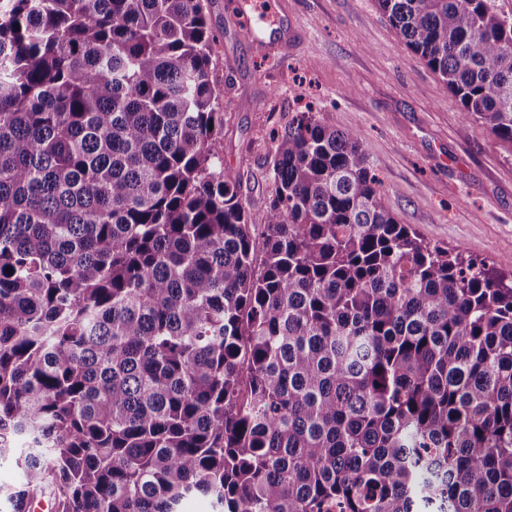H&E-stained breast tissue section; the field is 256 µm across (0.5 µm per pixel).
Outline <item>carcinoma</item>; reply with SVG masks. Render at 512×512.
Segmentation results:
<instances>
[{"mask_svg": "<svg viewBox=\"0 0 512 512\" xmlns=\"http://www.w3.org/2000/svg\"><path fill=\"white\" fill-rule=\"evenodd\" d=\"M512 145V15L377 0ZM203 0H0V458L13 512H512V280L386 208L358 131L224 170Z\"/></svg>", "mask_w": 512, "mask_h": 512, "instance_id": "1", "label": "carcinoma"}]
</instances>
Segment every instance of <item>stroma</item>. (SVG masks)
Returning a JSON list of instances; mask_svg holds the SVG:
<instances>
[{"label":"stroma","mask_w":512,"mask_h":512,"mask_svg":"<svg viewBox=\"0 0 512 512\" xmlns=\"http://www.w3.org/2000/svg\"><path fill=\"white\" fill-rule=\"evenodd\" d=\"M222 91L219 149L254 236L264 231L271 135L315 101L362 135L399 223L512 274V145L464 118L376 0H205Z\"/></svg>","instance_id":"1"}]
</instances>
